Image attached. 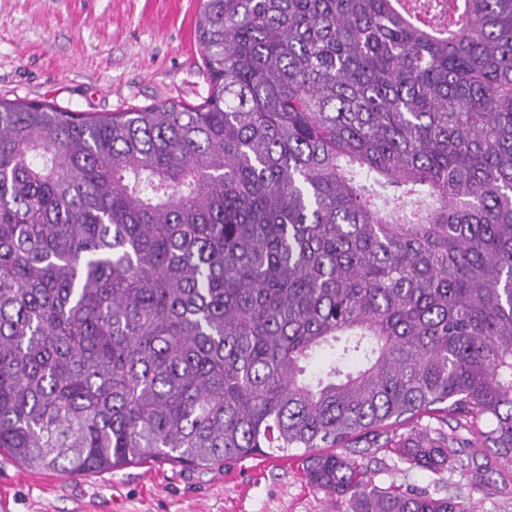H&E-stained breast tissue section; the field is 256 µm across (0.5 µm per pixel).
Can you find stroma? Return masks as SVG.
I'll return each mask as SVG.
<instances>
[{
    "instance_id": "stroma-1",
    "label": "stroma",
    "mask_w": 512,
    "mask_h": 512,
    "mask_svg": "<svg viewBox=\"0 0 512 512\" xmlns=\"http://www.w3.org/2000/svg\"><path fill=\"white\" fill-rule=\"evenodd\" d=\"M198 0H0V97L73 112L196 105L208 94L196 41ZM433 471L366 441L351 454L381 487L459 494L475 512H512V464L465 430ZM9 512H345V498L312 486L295 457L215 466L133 464L73 475L0 455Z\"/></svg>"
}]
</instances>
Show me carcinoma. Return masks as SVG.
<instances>
[{
	"instance_id": "obj_1",
	"label": "carcinoma",
	"mask_w": 512,
	"mask_h": 512,
	"mask_svg": "<svg viewBox=\"0 0 512 512\" xmlns=\"http://www.w3.org/2000/svg\"><path fill=\"white\" fill-rule=\"evenodd\" d=\"M200 2V104L0 98V452L470 512L340 449L442 413L512 462V0Z\"/></svg>"
}]
</instances>
